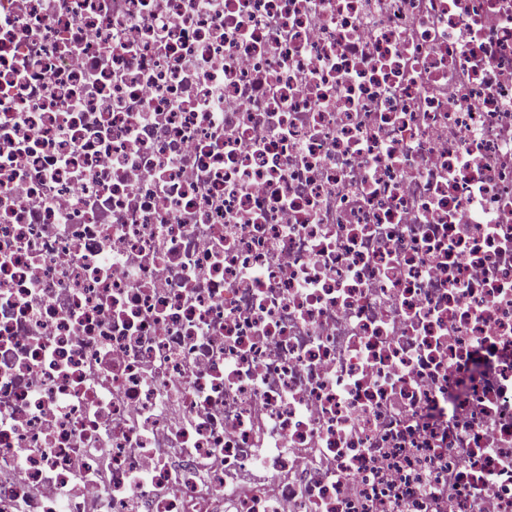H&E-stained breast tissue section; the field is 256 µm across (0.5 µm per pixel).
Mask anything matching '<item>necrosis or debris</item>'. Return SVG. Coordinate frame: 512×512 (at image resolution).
<instances>
[{
	"label": "necrosis or debris",
	"mask_w": 512,
	"mask_h": 512,
	"mask_svg": "<svg viewBox=\"0 0 512 512\" xmlns=\"http://www.w3.org/2000/svg\"><path fill=\"white\" fill-rule=\"evenodd\" d=\"M203 479L512 512V0H0V512Z\"/></svg>",
	"instance_id": "4bbe7bcc"
}]
</instances>
